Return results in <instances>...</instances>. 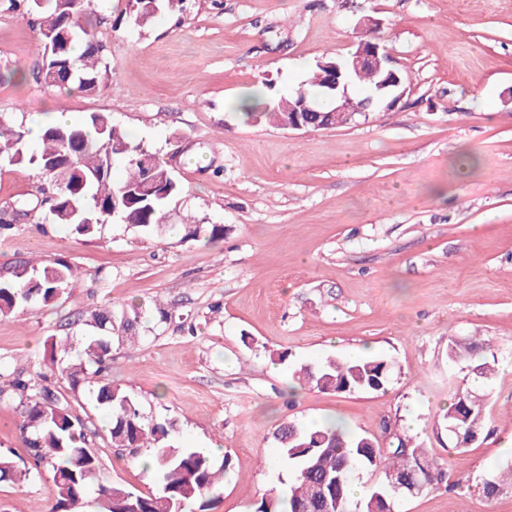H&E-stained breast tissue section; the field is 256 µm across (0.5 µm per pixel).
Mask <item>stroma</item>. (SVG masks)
Returning <instances> with one entry per match:
<instances>
[{
    "mask_svg": "<svg viewBox=\"0 0 512 512\" xmlns=\"http://www.w3.org/2000/svg\"><path fill=\"white\" fill-rule=\"evenodd\" d=\"M128 0H98L90 19L106 44L112 86L51 88L38 74L44 43L0 0V117L109 113L144 139L181 185L167 221L193 215L222 240L144 237L125 224L93 238L36 218L0 236V275L21 262L64 260L79 274L56 302L0 318V372L45 371L52 337L87 333L88 311L143 306L139 339L112 345V379L143 412L169 419L186 446L218 445L229 465L216 512H255L287 481L270 466L283 422L333 423L388 446L410 434L447 465L445 485L398 512H512V490L480 492L512 460V0H185L181 15L118 24ZM405 76L391 110L348 126L292 131L243 118L235 101L262 83L297 88L325 55L349 54L362 17ZM477 157L474 171L462 156ZM172 312L153 314L155 302ZM490 343L489 380L450 362L448 342ZM394 363L382 392L336 394L295 368L345 359L357 345ZM289 354L286 363L275 353ZM483 394L489 433L448 447L453 392ZM72 412L109 479L142 492L153 471L113 448L107 419L68 381ZM16 404L0 401V449L29 465ZM50 473L0 482V512H49Z\"/></svg>",
    "mask_w": 512,
    "mask_h": 512,
    "instance_id": "1",
    "label": "stroma"
}]
</instances>
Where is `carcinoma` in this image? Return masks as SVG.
<instances>
[{"instance_id":"1","label":"carcinoma","mask_w":512,"mask_h":512,"mask_svg":"<svg viewBox=\"0 0 512 512\" xmlns=\"http://www.w3.org/2000/svg\"><path fill=\"white\" fill-rule=\"evenodd\" d=\"M93 3L47 0L42 6L37 0H9V8L20 11L43 42L57 46L43 57L40 74L46 85L63 88L70 84L91 94L110 86L106 47L82 25ZM129 6L133 24L144 28L160 11L182 9V0H129ZM340 59L336 54L322 57L292 95L280 94L274 85L267 84L272 93L262 110L244 116L286 127L295 116L288 111V103L304 96L315 111L302 113V123L307 130L316 129L324 122L325 113L361 101L352 95L342 99L328 86L330 65ZM381 80L382 75L366 69L350 78L349 86H362L373 98ZM19 164L34 171L39 196L4 206L0 230L11 226L10 212L14 211L25 215L41 212L42 220L86 238L101 232L114 219L144 236L167 230L183 241L224 237L222 224H199L192 219L166 223V209L181 192L179 182L144 140L121 129L106 112H92L77 122L47 124L35 149L29 147L25 123L0 118V168ZM117 165L124 171L119 181L112 179ZM74 274L73 267L63 260L41 269L27 263L15 267L10 276L0 279V317L34 300L53 303ZM140 318L141 311L134 305L119 315L106 308L92 311L90 326L94 332L51 341L49 369H57L74 393L85 384L95 387V402L110 421L107 431L112 447L133 458L142 449L149 452L158 480L155 492L144 494L104 476L88 446L85 424L73 415L69 401L51 388L46 374L28 379L17 375L0 383V400L21 407L22 440L34 461L35 474L47 471L55 482L57 499L51 512H79L91 491L101 512H213L217 507L226 464L218 466L208 454L174 445V423L147 418L135 396L113 383L108 374L113 337L136 341ZM489 350L485 342L452 341L448 343V359L475 362L473 373L484 378L494 369L485 355ZM393 369V363L383 357L328 358L313 366H300L295 375L300 384L319 391L379 392L386 389ZM444 421L452 448H465L484 429L485 401L469 389L458 390L452 395ZM276 439L291 475L283 488L261 500L256 512H324L326 501L336 505L335 512H395L397 503L410 492L405 487L393 491L387 475L404 482L416 474L423 486H438L446 480L442 463L406 435H395L390 447L383 448L371 436L346 432L338 426L299 427L286 422L279 427ZM359 470L378 472L381 480L357 497L352 481ZM16 479V462L11 455L0 453V480ZM506 488L512 489L511 464L490 471L481 492L491 498Z\"/></svg>"}]
</instances>
